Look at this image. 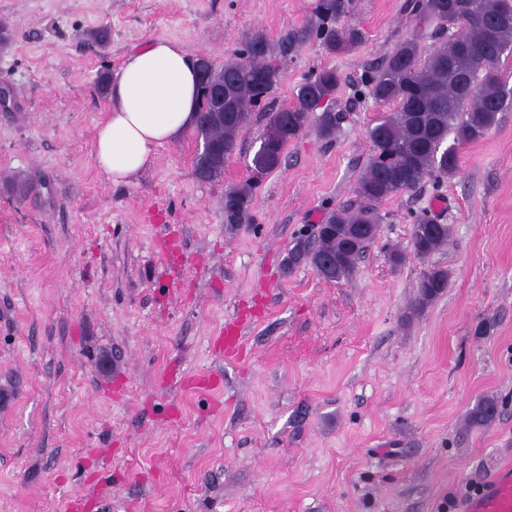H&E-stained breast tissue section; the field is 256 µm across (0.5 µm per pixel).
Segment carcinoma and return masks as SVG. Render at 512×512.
<instances>
[{"instance_id": "carcinoma-1", "label": "carcinoma", "mask_w": 512, "mask_h": 512, "mask_svg": "<svg viewBox=\"0 0 512 512\" xmlns=\"http://www.w3.org/2000/svg\"><path fill=\"white\" fill-rule=\"evenodd\" d=\"M404 11L414 24L364 80L367 95L389 105L369 127L371 154L360 175L356 195L378 202L415 189L427 180L453 176L459 170L460 149L484 137L499 121L512 88L502 70V57L512 54V0H406ZM341 0H318L315 36L331 53L347 50L360 34L339 24ZM434 41L423 50L422 40ZM288 55V40L273 47L261 33L253 34L234 61L212 67L201 79L196 138L223 149L232 157L252 115L266 104L283 72L279 64ZM342 83L334 69H319L300 84L293 102L264 113L260 145L248 168L252 176L224 192V224L232 231L250 220V205L259 181L281 166L288 144L311 127L323 139H332L339 113L314 111L334 99ZM453 139H448V135ZM198 181L220 180V165H198ZM10 192L24 200L34 191L27 178L9 180ZM379 216L366 206L332 212L310 236L296 239L285 266L305 263L329 282H348L363 254L378 234ZM452 229L422 214L411 229L415 255L427 258L445 247ZM448 287V271L426 269L419 281L413 317ZM498 403L487 398L468 415L471 426L495 419Z\"/></svg>"}]
</instances>
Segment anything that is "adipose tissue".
Here are the masks:
<instances>
[{
  "label": "adipose tissue",
  "mask_w": 512,
  "mask_h": 512,
  "mask_svg": "<svg viewBox=\"0 0 512 512\" xmlns=\"http://www.w3.org/2000/svg\"><path fill=\"white\" fill-rule=\"evenodd\" d=\"M95 156L112 183L131 181L155 147L180 139L196 121L195 58L176 41L157 39L128 54L109 87Z\"/></svg>",
  "instance_id": "adipose-tissue-1"
}]
</instances>
